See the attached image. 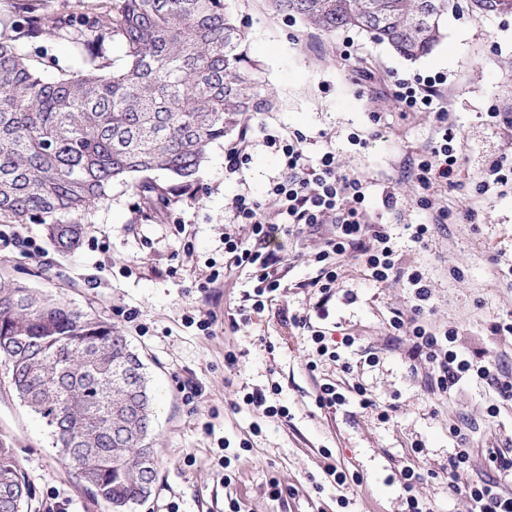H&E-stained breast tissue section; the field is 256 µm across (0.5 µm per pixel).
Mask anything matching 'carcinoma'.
Returning <instances> with one entry per match:
<instances>
[{
  "label": "carcinoma",
  "instance_id": "carcinoma-1",
  "mask_svg": "<svg viewBox=\"0 0 512 512\" xmlns=\"http://www.w3.org/2000/svg\"><path fill=\"white\" fill-rule=\"evenodd\" d=\"M90 16L33 0L10 5L0 36V218L44 224L58 252L77 248L84 213L115 181L142 193L155 219L189 193L211 145L242 137L272 108L246 34L224 0H107ZM277 12L325 32L356 29L409 61L440 43L457 0H268ZM472 15L512 12V0H468ZM21 39L69 41L78 70L51 79L22 54ZM124 49L119 66L108 46ZM160 171L165 188L137 181ZM138 356L127 336L57 298L0 282V365L15 395L51 428L53 445L82 490L111 512L152 492L140 458L156 454L155 396L144 369L135 388L115 369ZM32 484L0 439V487Z\"/></svg>",
  "mask_w": 512,
  "mask_h": 512
}]
</instances>
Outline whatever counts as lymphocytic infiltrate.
Listing matches in <instances>:
<instances>
[{"label": "lymphocytic infiltrate", "instance_id": "lymphocytic-infiltrate-1", "mask_svg": "<svg viewBox=\"0 0 512 512\" xmlns=\"http://www.w3.org/2000/svg\"><path fill=\"white\" fill-rule=\"evenodd\" d=\"M443 82L440 76L425 81L400 79L392 91L401 111L433 110L439 124V139L418 157L413 171V181L420 190L416 205L424 211L435 210L433 224H449L454 219L451 211L434 209L429 192L436 185L453 183L459 167L454 147L458 133L448 126L445 111L433 108ZM303 143V135L297 133L280 146L282 176L267 190L269 199L276 205L273 213H266L260 201L247 195L232 201L236 220L248 225L249 237L242 240L234 234H225L224 253L228 266L248 269L253 282L249 302L240 306L239 316L262 312L275 299L281 288L279 266L287 241L302 230L315 231L328 224L332 227L330 236L310 257L317 269L311 286L319 295L318 310H325L334 295L340 276V257H351L363 267L371 283H399L408 288L411 313L407 316L393 313L387 330L389 335L408 337L409 360L431 366L435 388L440 394L450 393L463 378L474 377L494 381L499 394L512 399V381L493 380L490 362L478 361L458 350L456 327L438 329L428 323L427 316L433 309V286L420 270L403 265L388 225L367 222L364 177L343 172L333 153H324L316 159L309 157ZM288 322L296 329L309 332L316 346L317 357L308 361V370H317V360L322 357L339 364L341 372H350L351 365L343 360L341 350L353 347L355 337H344L341 346L335 347L328 342L324 331L314 328L308 314H291ZM449 434L454 442L448 462L449 489L464 495L469 512H512V492L504 491L501 483L502 478L512 477V455L491 452L488 464L495 470V477L465 483L461 476L471 469L474 450L461 428L451 427Z\"/></svg>", "mask_w": 512, "mask_h": 512}]
</instances>
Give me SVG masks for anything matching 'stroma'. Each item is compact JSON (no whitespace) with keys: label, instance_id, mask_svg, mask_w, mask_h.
Segmentation results:
<instances>
[{"label":"stroma","instance_id":"stroma-1","mask_svg":"<svg viewBox=\"0 0 512 512\" xmlns=\"http://www.w3.org/2000/svg\"><path fill=\"white\" fill-rule=\"evenodd\" d=\"M224 6L245 27L249 55L274 100L273 110L250 124L247 164L227 172V146L213 144L194 200L173 206L160 221L145 216L135 187L113 183L87 210L82 243L68 255L48 245L42 225L0 221V277L121 327L161 389L157 477L151 496L132 512H228L232 500L240 512H402V490L388 477L407 462L422 474L418 491L436 512H469L467 500L448 488L449 428L461 427L472 440L468 479L487 477V449H512V400L476 378L462 380L448 395L433 393L427 366L410 368L406 337L387 331L393 312L409 311L408 290L370 283L349 257L341 261L327 318L313 324L336 339L356 337L353 371L342 373L327 361L309 372L308 333L282 319L288 311L313 312L318 301L308 255L320 246L319 233L288 241L275 300L237 325L231 316L252 284L248 270L226 267L224 234L247 237V226L235 221L233 198L265 200L281 175V156L267 138L302 132L308 156L335 152L343 171L366 176L371 221L391 226L403 263L434 285L430 322L457 327L460 350L486 354L500 374L512 376V335L490 331L512 312V189L484 197L472 192L473 178L489 161L512 150V13L476 18L460 8L448 15L440 44L410 62L366 35L328 33L274 14L267 0H224ZM438 73L446 78L441 104L460 131L461 167L456 186L436 187L432 195L458 219L436 227L418 246L406 227L431 215L414 202L418 189L408 167L438 128L432 114L399 111L390 88L398 79ZM494 106L501 113L495 122L488 117ZM391 187L398 200L388 209L382 199ZM469 207L479 211V223L460 218ZM208 313L215 316L210 331L187 322ZM230 352L237 364L228 370L224 356ZM370 352L376 365L366 361ZM327 379L344 388L361 382L379 409L389 410V420L354 402L319 408L316 395ZM186 380L199 386L191 402L180 392ZM274 382L280 392L269 402L287 406L283 421L243 401ZM493 404L499 412L492 417ZM1 438L35 489V512H104L82 492L47 426L16 397L0 367ZM324 448L339 467L362 477L347 508L325 483ZM274 480L283 490L277 499L270 495Z\"/></svg>","mask_w":512,"mask_h":512}]
</instances>
